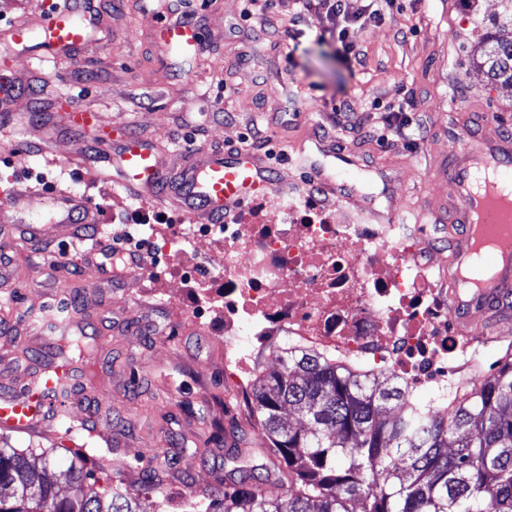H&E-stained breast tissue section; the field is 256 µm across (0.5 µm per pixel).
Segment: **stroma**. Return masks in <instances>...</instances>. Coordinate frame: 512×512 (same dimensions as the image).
I'll use <instances>...</instances> for the list:
<instances>
[{
	"label": "stroma",
	"mask_w": 512,
	"mask_h": 512,
	"mask_svg": "<svg viewBox=\"0 0 512 512\" xmlns=\"http://www.w3.org/2000/svg\"><path fill=\"white\" fill-rule=\"evenodd\" d=\"M110 23L111 48L92 45L80 61L38 64L26 54L0 50V87L16 88L11 116L0 119V195L25 187L70 189L98 210L100 236L111 245L134 224L186 223L180 211L132 196L97 180L91 169L66 166L82 139L60 131L53 151L18 158L4 145L26 139L41 114L63 100L91 105L113 134L161 141L180 155L197 145L246 147L263 157L272 187L265 197L280 205L314 173L294 147L319 140L325 150L353 159L339 174L340 213L362 224H412L431 201L452 192L440 175L450 166L448 127L458 110L476 109L512 132V90L493 85L472 55L500 0H397L398 8L362 38V65L351 66L316 13L297 15L293 0H198L210 39L204 67L185 80L158 58L128 0H95ZM411 120L403 133L384 135L395 107ZM15 289L0 292L9 308L0 337V388L31 382L51 337L38 335L30 314L43 307L78 316L96 351L94 376L68 399L72 419H93L94 434H69L42 424L8 432L18 449H54L60 463L98 449L89 462L96 477L139 488L148 472L166 473L162 495L141 502L154 512H182L187 499L220 500L238 480L230 462L240 456L256 481L274 477L283 461L269 450L249 396L233 398L224 376V339L188 317L221 305V289L181 294L175 280L133 273L123 283H93L95 262L67 238L15 243ZM57 255L53 274L46 255Z\"/></svg>",
	"instance_id": "35a3bbf8"
}]
</instances>
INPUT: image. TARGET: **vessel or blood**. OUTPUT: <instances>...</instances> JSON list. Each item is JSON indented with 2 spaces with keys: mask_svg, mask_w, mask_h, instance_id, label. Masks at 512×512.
<instances>
[{
  "mask_svg": "<svg viewBox=\"0 0 512 512\" xmlns=\"http://www.w3.org/2000/svg\"><path fill=\"white\" fill-rule=\"evenodd\" d=\"M138 9L152 41L162 55H174L193 66L204 62L207 34L201 23L188 18H174L173 8H154L151 0H139ZM99 20L91 9V0H64L63 6L41 14L36 23H18L0 32V43L9 48L29 51L32 59L43 62L61 57H78L89 43L88 28ZM476 126L477 131L464 142L451 141L454 163L448 179L455 195L448 211L456 224H467L469 213L479 207L485 197L483 180H491L497 188L512 193V139L501 136L492 122L474 113L458 116L457 128ZM104 115L91 108L61 107L43 120L44 136L63 127L89 140L95 148L106 151L110 159L95 169L98 180L119 185L143 198L166 199L179 205L192 219L207 217L222 223L225 210L264 193L269 178L259 155L249 149H191L184 153L180 165H173L171 154L155 141L131 134L112 136L106 131ZM53 214L51 223L29 219L25 233L44 241L58 236H81L96 225L97 215L86 198L66 191L45 193ZM14 234L12 229L0 231V286L12 283ZM456 310L462 327L488 324L496 314L512 310V274L503 275L481 290L470 293ZM66 380L69 386L82 385L70 366L61 365L35 385L24 386L0 397V425L25 432L47 421V403L54 395L55 380Z\"/></svg>",
  "mask_w": 512,
  "mask_h": 512,
  "instance_id": "vessel-or-blood-1",
  "label": "vessel or blood"
}]
</instances>
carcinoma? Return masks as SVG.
Returning a JSON list of instances; mask_svg holds the SVG:
<instances>
[{
  "label": "carcinoma",
  "mask_w": 512,
  "mask_h": 512,
  "mask_svg": "<svg viewBox=\"0 0 512 512\" xmlns=\"http://www.w3.org/2000/svg\"><path fill=\"white\" fill-rule=\"evenodd\" d=\"M474 64L512 88V38L486 32ZM63 359L83 361L79 331L50 325ZM259 425L285 468L261 487L239 480L206 512H512V355L498 372L431 406L396 376L336 359L324 349L288 347L280 368L254 376ZM294 413L305 423L286 420ZM93 478L81 456L62 470L47 451L0 438V512H143L160 489L150 476L81 495L62 486Z\"/></svg>",
  "instance_id": "obj_1"
}]
</instances>
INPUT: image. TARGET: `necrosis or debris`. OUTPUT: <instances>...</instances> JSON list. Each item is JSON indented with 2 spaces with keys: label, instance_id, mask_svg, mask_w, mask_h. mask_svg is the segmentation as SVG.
<instances>
[{
  "label": "necrosis or debris",
  "instance_id": "necrosis-or-debris-1",
  "mask_svg": "<svg viewBox=\"0 0 512 512\" xmlns=\"http://www.w3.org/2000/svg\"><path fill=\"white\" fill-rule=\"evenodd\" d=\"M299 197L278 222L255 200L233 222L176 224L157 242L185 287H223L227 366L247 375L255 350L303 344L447 388L486 342H460L447 270L417 227L342 224L315 188Z\"/></svg>",
  "mask_w": 512,
  "mask_h": 512
}]
</instances>
